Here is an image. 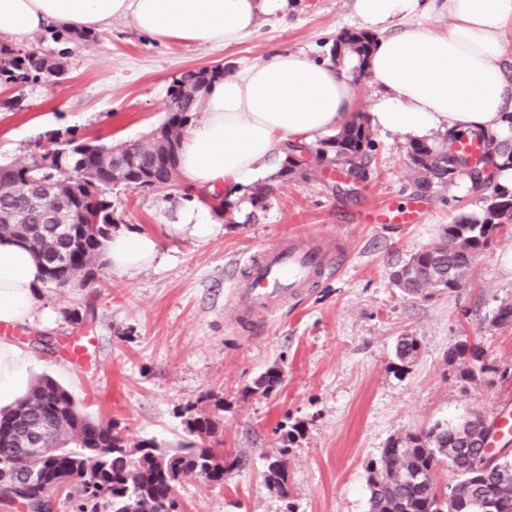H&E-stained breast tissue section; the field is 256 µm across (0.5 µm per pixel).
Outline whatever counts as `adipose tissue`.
I'll list each match as a JSON object with an SVG mask.
<instances>
[{"mask_svg":"<svg viewBox=\"0 0 512 512\" xmlns=\"http://www.w3.org/2000/svg\"><path fill=\"white\" fill-rule=\"evenodd\" d=\"M284 0H0V35L22 41L56 22L100 31L132 18L155 41L226 47L254 27L259 13ZM419 0H356L365 28L419 13ZM446 27L425 23L378 39L366 71L383 95L371 114L384 130L418 140L441 130H480L500 141L512 132V0H431ZM355 92L343 74L296 52L281 53L240 73L217 76L199 102L178 167L193 190L243 187L285 143H311L344 127ZM165 235L206 240L221 226L202 205L182 210ZM158 235L131 231L108 243L110 268L128 272L162 259ZM42 270L24 247L0 239V322L34 319Z\"/></svg>","mask_w":512,"mask_h":512,"instance_id":"obj_1","label":"adipose tissue"}]
</instances>
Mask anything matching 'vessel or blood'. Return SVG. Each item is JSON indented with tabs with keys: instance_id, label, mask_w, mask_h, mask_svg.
I'll list each match as a JSON object with an SVG mask.
<instances>
[{
	"instance_id": "b4317fda",
	"label": "vessel or blood",
	"mask_w": 512,
	"mask_h": 512,
	"mask_svg": "<svg viewBox=\"0 0 512 512\" xmlns=\"http://www.w3.org/2000/svg\"><path fill=\"white\" fill-rule=\"evenodd\" d=\"M323 249L283 242L249 261L243 286L234 291L239 318L259 324L271 317L287 297L302 293L316 278L340 268Z\"/></svg>"
}]
</instances>
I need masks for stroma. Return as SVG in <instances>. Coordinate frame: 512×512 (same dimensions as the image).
<instances>
[{"label":"stroma","mask_w":512,"mask_h":512,"mask_svg":"<svg viewBox=\"0 0 512 512\" xmlns=\"http://www.w3.org/2000/svg\"><path fill=\"white\" fill-rule=\"evenodd\" d=\"M353 4L285 0L220 49L159 43L129 19L78 44L37 31L25 48L63 55L66 75L57 84L0 86V100L23 102L19 111L0 108V163L28 156L50 131L115 143L143 139L192 70L231 75L285 51L330 63L339 32L361 28ZM371 138L372 171L352 191L337 190L332 169L286 183L268 177L266 211L252 213L237 197V223L206 241L162 233L188 204L184 183L164 190L114 185L113 232L160 235L163 260L140 271H106L103 282L86 288L42 285L36 307L52 310V320L0 325V338L20 352L26 383L51 376L90 417L115 422L130 444L164 449L187 440L189 416L213 414L212 395L223 397L218 437L225 456L241 464L219 484L183 478L178 512H367L365 465L389 438L455 425L476 411L489 419L512 411V379L498 375L512 371V324L494 320L498 305L512 302V232L479 253L462 288L405 295L390 279L396 261L438 242L456 216L480 211L483 202L465 174L417 195L409 138L377 128ZM383 205L393 219L371 222V210ZM408 210L414 222L399 223L397 213ZM291 237L342 250L344 264L271 323L245 330L233 315V283L243 280L250 257ZM405 334L419 339L420 353L403 366L395 347ZM81 341L87 351L78 361L71 346ZM462 342L483 348L491 371L462 380L459 362L448 357ZM273 367L281 383L254 391ZM295 424L302 434L283 453L282 494L264 480L266 457Z\"/></svg>","instance_id":"obj_1"}]
</instances>
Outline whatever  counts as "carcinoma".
Wrapping results in <instances>:
<instances>
[{"mask_svg": "<svg viewBox=\"0 0 512 512\" xmlns=\"http://www.w3.org/2000/svg\"><path fill=\"white\" fill-rule=\"evenodd\" d=\"M375 45L365 32H344L331 53L344 57L351 72L364 73V63ZM66 73L62 62L40 51L25 53L20 48L0 43V84L19 86L41 79L56 83ZM217 70L201 68L178 82L190 83L197 93L177 98L180 112L166 121L145 142L121 144L67 138L58 145L55 138L41 141L28 156L0 164V239H10L27 248L43 268V282L58 288H84L104 276V253L112 236L113 183L137 189L143 186L173 187L178 176V154L184 129ZM373 147L365 117L358 112L336 133L311 148L303 143L287 146L278 177L288 181L317 175L322 167L332 166L363 179L367 175L368 151ZM313 151L315 165L300 168L291 156ZM65 153L85 157L82 174L64 167L48 166L49 154ZM418 174L416 187L427 191L443 185L459 173L448 165V153L441 147L413 142L408 153ZM271 189L267 185L251 188L247 199L253 209L268 207ZM73 206L72 224L66 234L47 223L46 212L59 201ZM484 208L479 213H463L448 225L440 243L412 253L400 266L411 270L405 281L394 276L395 286L411 295L428 297L437 290L454 291L472 266L475 254L484 250L497 233L512 224V190L495 184L488 188ZM419 340L408 334L396 345V358L417 357ZM460 360V377L475 378L471 362L480 363V372L497 368L483 363V351L462 344L449 352ZM220 419L198 415L189 417L186 428L194 441L174 450H163L152 441L129 445L110 421L92 419L82 412L73 396L52 377H39L27 393L12 406L0 410V471L20 473L21 449L38 444L55 453L33 464L36 484L28 494L0 487V500L7 505L20 503L29 512H43L45 498L57 492L76 494L85 501L81 512H98L99 504L109 512H174L172 489L185 477L196 475L206 482L224 480L227 467L240 464L227 460L214 448ZM454 426L435 424L392 437L379 461L367 467L368 512H429L430 508L455 495L463 512H512V485H500L493 469L475 456L476 444L465 443L470 454L451 484L440 485L436 449L448 447ZM294 433L282 434L281 448L266 464L268 486L285 493L288 475L280 454L293 443Z\"/></svg>", "mask_w": 512, "mask_h": 512, "instance_id": "obj_1", "label": "carcinoma"}]
</instances>
